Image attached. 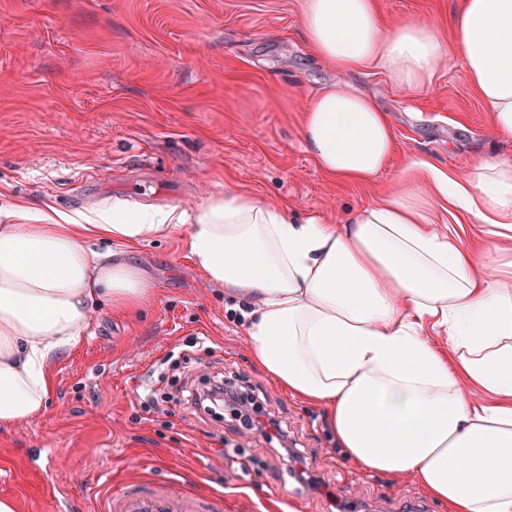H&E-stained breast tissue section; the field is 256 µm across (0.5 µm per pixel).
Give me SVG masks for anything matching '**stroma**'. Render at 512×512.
Segmentation results:
<instances>
[{"mask_svg":"<svg viewBox=\"0 0 512 512\" xmlns=\"http://www.w3.org/2000/svg\"><path fill=\"white\" fill-rule=\"evenodd\" d=\"M386 21L448 29L457 0H378ZM341 85L387 112L397 149L367 183L325 176L305 151L310 97ZM512 156L461 59L402 91L385 71L341 74L309 51L301 0H0V204L91 217L112 208L194 212L231 189L300 218L344 217L375 202L419 158L448 172L488 152ZM155 295L132 315L103 306L59 358L46 412L0 427V496L56 512L29 476L40 453L71 512H97L98 488L195 477L227 512H289L271 486L293 466L277 442L229 411L178 401L183 383L223 379L254 394L315 477L296 512H442L412 479L363 474L337 448L324 410L282 392L250 359L245 304L193 267L186 230L125 245Z\"/></svg>","mask_w":512,"mask_h":512,"instance_id":"stroma-1","label":"stroma"}]
</instances>
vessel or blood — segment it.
<instances>
[{
  "instance_id": "1",
  "label": "vessel or blood",
  "mask_w": 512,
  "mask_h": 512,
  "mask_svg": "<svg viewBox=\"0 0 512 512\" xmlns=\"http://www.w3.org/2000/svg\"><path fill=\"white\" fill-rule=\"evenodd\" d=\"M100 512H224V495L197 492L184 479L128 484L107 491Z\"/></svg>"
}]
</instances>
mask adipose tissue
Here are the masks:
<instances>
[{
  "instance_id": "1",
  "label": "adipose tissue",
  "mask_w": 512,
  "mask_h": 512,
  "mask_svg": "<svg viewBox=\"0 0 512 512\" xmlns=\"http://www.w3.org/2000/svg\"><path fill=\"white\" fill-rule=\"evenodd\" d=\"M448 27L445 41L431 24H386L376 0L303 3L304 39L336 71L379 67L411 91L460 56L512 140V0H460ZM301 135L340 181L379 176L396 147L376 102L336 85L309 99ZM393 181V194L334 224L231 190L191 214L115 208L86 224L15 204L0 224V426L44 414L56 357L81 344L100 300L133 312L154 294L124 251L89 241L184 225L194 268L249 302L255 367L324 407L348 457L413 478L445 512H512V158L454 176L414 159ZM448 208L478 219L482 245L440 227Z\"/></svg>"
}]
</instances>
